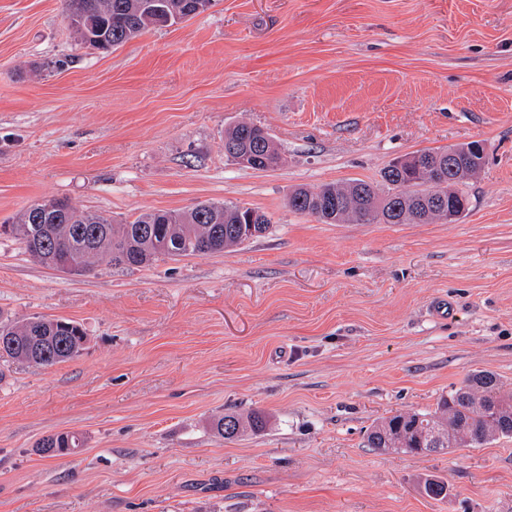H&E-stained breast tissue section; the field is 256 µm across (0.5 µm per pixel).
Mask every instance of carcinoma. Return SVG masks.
Here are the masks:
<instances>
[{"label":"carcinoma","mask_w":512,"mask_h":512,"mask_svg":"<svg viewBox=\"0 0 512 512\" xmlns=\"http://www.w3.org/2000/svg\"><path fill=\"white\" fill-rule=\"evenodd\" d=\"M69 25L78 41L108 52L138 36L149 26L196 16L197 0H65ZM256 144L254 163L279 157L268 135L258 127L239 123L224 133V144ZM466 144L421 151L422 167L385 169L384 189L355 180L345 187L324 185L313 191L298 187L288 195V206L300 214L317 208L331 210L326 224L389 223L395 210L418 211L430 220H441L439 209H427L424 202L444 199V207L467 209V199L448 184V168H432L429 160L448 159L463 153ZM253 208L238 203H200L189 211L156 210L139 214L127 224H114L106 215L79 211L68 200L44 198L24 207L8 224H0V235L15 240L21 248L46 267L61 262L85 272L107 257L123 268L144 267L159 258L222 253L260 237L270 219L247 223ZM9 343L0 347V358L35 366H53L79 357L88 340L82 325L69 321L54 324L42 316L22 322L1 321L0 337ZM242 418L226 414L217 421L218 434L226 440L238 436ZM500 438H512V393L504 391L492 371L467 375L448 393L441 395L434 410L397 413L372 426L367 445L380 451L430 454L454 448H471ZM82 446L77 433H58L37 443L43 454L65 455ZM421 492L434 500L448 498V482L436 475L419 480Z\"/></svg>","instance_id":"carcinoma-1"}]
</instances>
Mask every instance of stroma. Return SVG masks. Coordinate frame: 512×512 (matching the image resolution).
Here are the masks:
<instances>
[{
	"mask_svg": "<svg viewBox=\"0 0 512 512\" xmlns=\"http://www.w3.org/2000/svg\"><path fill=\"white\" fill-rule=\"evenodd\" d=\"M264 127L268 171L224 152ZM472 140L452 224H322L303 186L380 184ZM114 223L234 202L269 230L221 254L87 273L0 237V315L83 325V354L0 359V512H512V439L368 448L489 370L512 390V0H214L102 54L64 0H0V224L43 198ZM263 415L228 441L215 421ZM82 435L70 454L42 438ZM447 480L442 501L421 477ZM245 141L250 142L252 144L255 143L260 150V152L258 151L255 153V164H263L262 158H280L277 148L269 134L266 133V136H261L258 133V127L256 125L248 123H239L233 126L232 128L228 129L224 133V150L225 146L230 143H242ZM227 154L233 156L242 164H248V153L246 152V150L243 149L242 146H239L237 144H230L228 147ZM81 446L82 440L79 434L69 432L47 436L37 443L41 453L50 455H65Z\"/></svg>",
	"mask_w": 512,
	"mask_h": 512,
	"instance_id": "35a3bbf8",
	"label": "stroma"
}]
</instances>
